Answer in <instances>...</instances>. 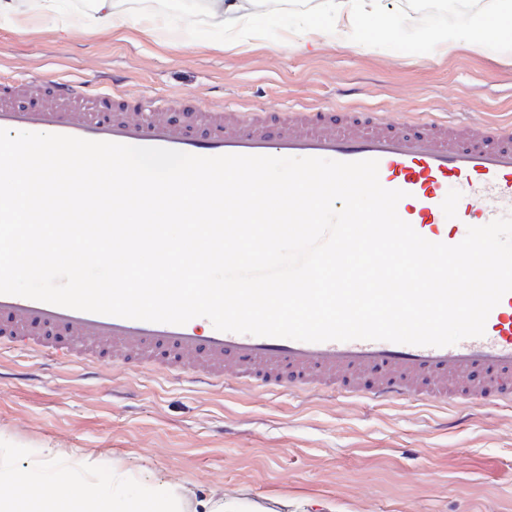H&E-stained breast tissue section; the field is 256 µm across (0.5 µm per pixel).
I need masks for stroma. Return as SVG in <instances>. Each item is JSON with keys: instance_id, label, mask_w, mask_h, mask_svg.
Masks as SVG:
<instances>
[{"instance_id": "35a3bbf8", "label": "stroma", "mask_w": 512, "mask_h": 512, "mask_svg": "<svg viewBox=\"0 0 512 512\" xmlns=\"http://www.w3.org/2000/svg\"><path fill=\"white\" fill-rule=\"evenodd\" d=\"M96 0H62L63 17L0 18V77L111 74L148 106L216 99L252 111L363 103L390 114L512 121L507 43L419 51V31L468 27L488 0H411L405 31L370 29L341 45L278 29L239 44L213 30L207 0H127L117 30L76 27ZM0 446L31 491L49 484L43 451L94 461L89 483L128 497L173 482L192 508L213 495L266 512H512V407L458 411L364 397L202 390L155 369L56 365L0 351Z\"/></svg>"}]
</instances>
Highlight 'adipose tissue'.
Listing matches in <instances>:
<instances>
[{
    "instance_id": "adipose-tissue-1",
    "label": "adipose tissue",
    "mask_w": 512,
    "mask_h": 512,
    "mask_svg": "<svg viewBox=\"0 0 512 512\" xmlns=\"http://www.w3.org/2000/svg\"><path fill=\"white\" fill-rule=\"evenodd\" d=\"M266 0H208V15L211 25L226 33L248 37L252 33L281 26L294 31L316 29L326 34H337L346 38L359 31L373 27H400L412 23L408 12L388 17L381 7V0H320L314 13L302 16H285L266 7ZM512 39V10L496 9L479 12L466 29L441 28L426 33L422 41L453 48L459 43L490 44ZM52 479L63 487V494L51 506L50 512H82L86 504H93L95 512H118L124 499V487L128 475L113 471L112 490L105 493L94 485L83 487L79 494L69 492V479L73 470L88 471L93 467L86 459L76 460L72 468L61 467L57 457H49Z\"/></svg>"
}]
</instances>
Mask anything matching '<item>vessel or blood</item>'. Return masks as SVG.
Wrapping results in <instances>:
<instances>
[{
	"mask_svg": "<svg viewBox=\"0 0 512 512\" xmlns=\"http://www.w3.org/2000/svg\"><path fill=\"white\" fill-rule=\"evenodd\" d=\"M112 77L46 83L32 73L0 80V128L69 135L197 156L319 157L379 163V180L403 190L397 211L432 242L460 243L468 227L512 216V124H457L431 114L391 118L368 107L342 116L322 106L247 115L223 103L150 108ZM457 222L440 230L448 213ZM0 349L98 368H153L202 385L325 390L384 404L409 401L512 406V292L480 337L433 347L389 341L304 342L125 319L0 294Z\"/></svg>",
	"mask_w": 512,
	"mask_h": 512,
	"instance_id": "1",
	"label": "vessel or blood"
}]
</instances>
